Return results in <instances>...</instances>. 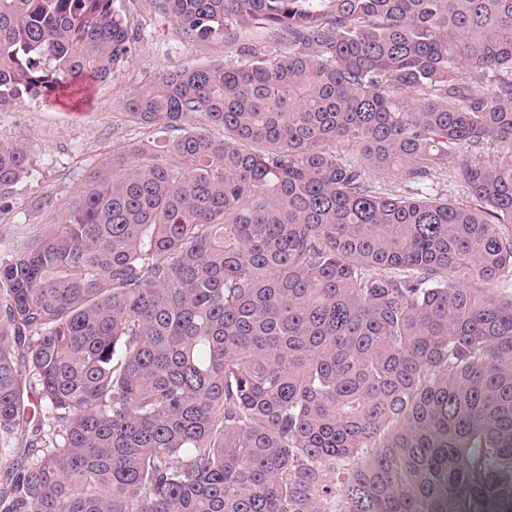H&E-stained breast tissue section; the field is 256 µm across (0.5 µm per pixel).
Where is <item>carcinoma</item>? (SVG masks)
Here are the masks:
<instances>
[{"label":"carcinoma","instance_id":"cac0c4a2","mask_svg":"<svg viewBox=\"0 0 512 512\" xmlns=\"http://www.w3.org/2000/svg\"><path fill=\"white\" fill-rule=\"evenodd\" d=\"M116 2L0 0V106L114 77ZM154 7L192 41L274 28L288 52L131 94L159 135L0 261V512L512 498V0ZM450 156L473 205L432 194ZM29 160L0 143V196Z\"/></svg>","mask_w":512,"mask_h":512}]
</instances>
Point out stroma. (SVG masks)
I'll list each match as a JSON object with an SVG mask.
<instances>
[{
    "label": "stroma",
    "instance_id": "35a3bbf8",
    "mask_svg": "<svg viewBox=\"0 0 512 512\" xmlns=\"http://www.w3.org/2000/svg\"><path fill=\"white\" fill-rule=\"evenodd\" d=\"M118 4L135 41L114 79L80 100L52 93L0 108V142L31 150L27 174L0 200V260L46 232L88 174L111 162L114 152L149 137L125 113L131 93L169 66L236 65L244 59L240 48L225 47L223 40L186 39L172 19L156 13L152 0Z\"/></svg>",
    "mask_w": 512,
    "mask_h": 512
}]
</instances>
